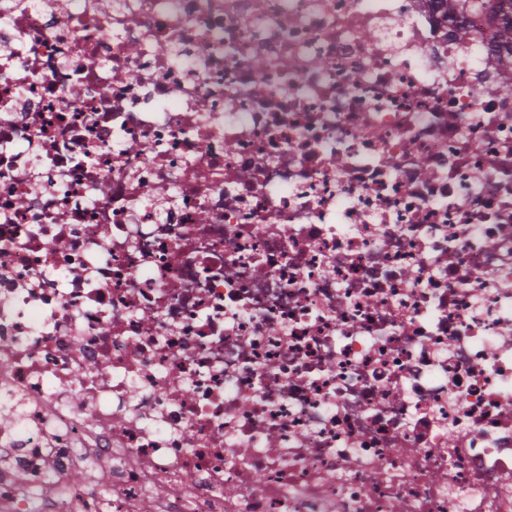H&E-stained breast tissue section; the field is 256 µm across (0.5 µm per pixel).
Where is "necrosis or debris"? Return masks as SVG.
Masks as SVG:
<instances>
[{
  "label": "necrosis or debris",
  "instance_id": "necrosis-or-debris-1",
  "mask_svg": "<svg viewBox=\"0 0 512 512\" xmlns=\"http://www.w3.org/2000/svg\"><path fill=\"white\" fill-rule=\"evenodd\" d=\"M505 54L427 0H0V512H512Z\"/></svg>",
  "mask_w": 512,
  "mask_h": 512
}]
</instances>
